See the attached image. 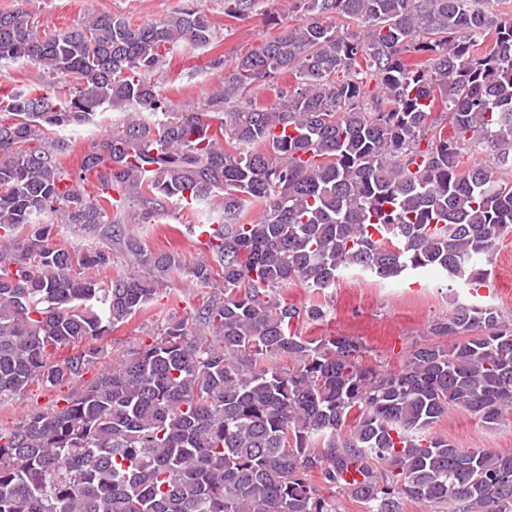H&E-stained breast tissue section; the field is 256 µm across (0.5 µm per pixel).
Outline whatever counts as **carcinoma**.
<instances>
[{
  "mask_svg": "<svg viewBox=\"0 0 512 512\" xmlns=\"http://www.w3.org/2000/svg\"><path fill=\"white\" fill-rule=\"evenodd\" d=\"M295 2L301 23L272 18L263 44L209 61L224 86L207 112L174 111L149 79L174 47L217 42L197 5L42 30L23 9L0 12V65L48 75L45 88L0 87V404L67 388L0 428V512H339L336 491L363 512H512V455L431 433L452 407L488 424L512 410V330L496 309L458 305L429 331L449 345L417 344L387 371L355 336L303 335L328 309L279 294L328 290L347 269L487 280L512 228V12ZM257 5L224 0V14ZM256 86L277 104L239 106ZM111 110L130 116L70 169L62 133ZM89 173L94 195L80 189ZM187 197L219 225L211 262L187 266L127 228ZM58 224L93 243L69 246ZM97 240L137 269L107 276ZM183 271L215 290L190 315L112 364L84 345L152 310Z\"/></svg>",
  "mask_w": 512,
  "mask_h": 512,
  "instance_id": "carcinoma-1",
  "label": "carcinoma"
}]
</instances>
